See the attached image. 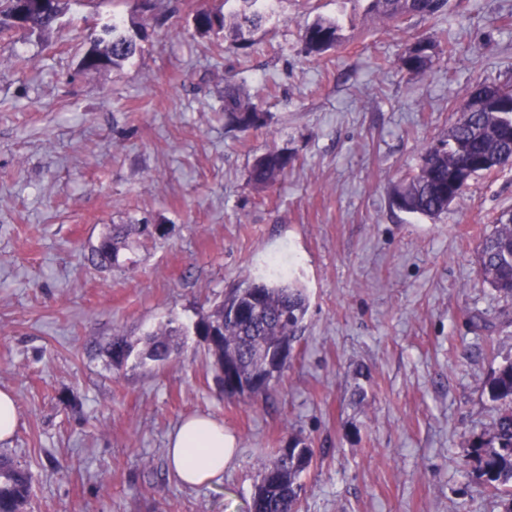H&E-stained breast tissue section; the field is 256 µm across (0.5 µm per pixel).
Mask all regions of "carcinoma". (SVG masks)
<instances>
[{
  "mask_svg": "<svg viewBox=\"0 0 512 512\" xmlns=\"http://www.w3.org/2000/svg\"><path fill=\"white\" fill-rule=\"evenodd\" d=\"M239 8L227 14L223 7L199 6L193 13V25L202 36L224 34V40L240 43L243 31L254 30L267 21L264 11L256 8L258 0H237ZM21 0H0V33L19 28L16 23ZM447 0H369L373 15L402 21L438 16L445 12ZM60 15L34 10L22 31L42 34L50 30ZM108 40L95 39L81 65L88 70L117 67L133 57L139 46L135 38L120 31L117 21L105 27ZM309 55H322L341 42L337 21L318 18L307 25L303 35ZM439 47L430 39H416L399 58L400 67L412 74L425 72ZM224 116L240 131L258 130L266 125L267 112L229 81L224 83ZM295 162L286 149H272L256 157L248 172L249 183L257 190L275 185ZM470 166L478 174L490 173L512 165V95L494 101L490 109L464 112L448 130V138L427 146L417 170L395 186L391 204L399 210L434 219L448 211L450 203L461 198L465 187L448 183V174ZM145 228L135 224L112 226V231L92 249V263L99 268L112 265L117 258V244L133 232ZM478 272L497 293L512 297V210L496 218L492 232L485 235L477 251ZM308 310L305 293L285 276L245 277L231 288L224 299L203 313L195 325L204 338L210 330L219 338L207 344V355L215 373V383L227 398L235 396L224 381V366L233 367L239 386L247 393L268 392L284 365L268 360L269 353L291 347L297 341ZM132 347L122 336L112 337L109 354L115 366L124 364ZM168 334L148 335L140 361L163 363L171 355ZM491 401L498 403L490 426L470 446L468 465L473 477L501 499L503 512H512V361L501 364L488 381ZM313 448L302 439L291 438L288 447L278 448L269 462L261 463L258 481L244 512H298L301 474L309 467ZM28 469L0 452V512H23L31 491Z\"/></svg>",
  "mask_w": 512,
  "mask_h": 512,
  "instance_id": "carcinoma-1",
  "label": "carcinoma"
}]
</instances>
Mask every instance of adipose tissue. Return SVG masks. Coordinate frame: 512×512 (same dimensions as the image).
Returning <instances> with one entry per match:
<instances>
[{"instance_id":"adipose-tissue-1","label":"adipose tissue","mask_w":512,"mask_h":512,"mask_svg":"<svg viewBox=\"0 0 512 512\" xmlns=\"http://www.w3.org/2000/svg\"><path fill=\"white\" fill-rule=\"evenodd\" d=\"M233 448L223 423L208 416H193L183 420L169 437L168 467L187 486L217 484L224 478Z\"/></svg>"}]
</instances>
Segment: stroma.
<instances>
[{"label": "stroma", "mask_w": 512, "mask_h": 512, "mask_svg": "<svg viewBox=\"0 0 512 512\" xmlns=\"http://www.w3.org/2000/svg\"><path fill=\"white\" fill-rule=\"evenodd\" d=\"M201 2L157 0L149 15L61 0L53 30L0 36V389L19 414L0 450L34 475L26 512H242L292 437L314 450L299 512H501L465 461L496 415L486 383L512 359V300L475 260L512 210V167L474 176L433 220L390 193L475 83L512 86V0H448L438 19L401 23L368 0H267L245 55L195 34ZM320 17L342 43L309 56L300 30ZM114 19L146 31L140 51L82 69ZM435 32L448 51L401 71ZM228 77L264 100L265 127L226 124ZM273 148L296 165L256 191L248 171ZM115 224L163 231L95 268ZM274 264L305 289L302 332L266 394L225 398L194 325ZM169 328L170 359L140 365L145 336ZM116 336L135 350L119 368ZM195 414L234 439L222 484L187 487L168 468V436ZM439 47L435 41L430 39H419L409 47L399 58L400 67L412 74L425 72L430 64L433 54Z\"/></svg>", "instance_id": "stroma-1"}]
</instances>
